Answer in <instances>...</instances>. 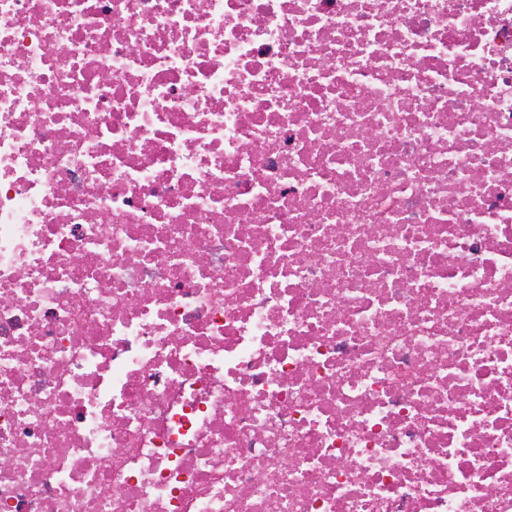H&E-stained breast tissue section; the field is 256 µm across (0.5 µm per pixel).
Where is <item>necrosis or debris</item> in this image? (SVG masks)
Here are the masks:
<instances>
[{"label": "necrosis or debris", "instance_id": "4bbe7bcc", "mask_svg": "<svg viewBox=\"0 0 512 512\" xmlns=\"http://www.w3.org/2000/svg\"><path fill=\"white\" fill-rule=\"evenodd\" d=\"M0 512H512V0H0Z\"/></svg>", "mask_w": 512, "mask_h": 512}]
</instances>
